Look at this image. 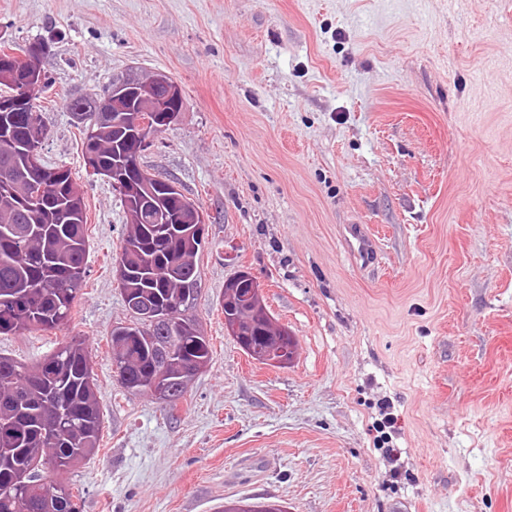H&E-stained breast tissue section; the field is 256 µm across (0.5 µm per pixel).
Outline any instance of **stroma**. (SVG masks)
Here are the masks:
<instances>
[{"label": "stroma", "mask_w": 512, "mask_h": 512, "mask_svg": "<svg viewBox=\"0 0 512 512\" xmlns=\"http://www.w3.org/2000/svg\"><path fill=\"white\" fill-rule=\"evenodd\" d=\"M0 37L48 43L41 156L84 197L69 322L0 335L30 366L88 345L100 445L57 476L79 512H512V0H0ZM154 71L184 106L141 163L208 216L187 316L211 356L173 409L116 381L125 213L66 107ZM242 270L288 366L224 331ZM344 242L350 252L361 262L370 265L377 259L375 239L363 224H350L344 234Z\"/></svg>", "instance_id": "stroma-1"}]
</instances>
